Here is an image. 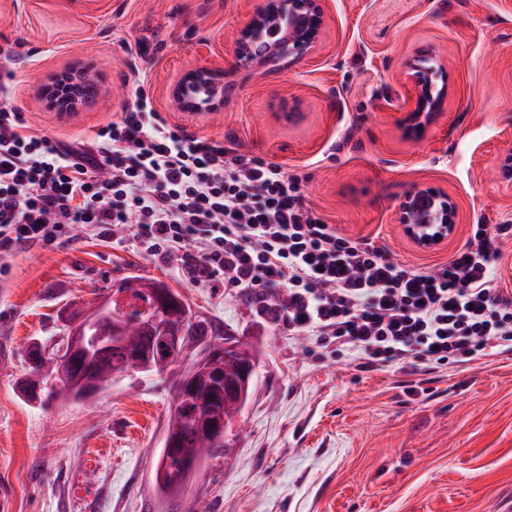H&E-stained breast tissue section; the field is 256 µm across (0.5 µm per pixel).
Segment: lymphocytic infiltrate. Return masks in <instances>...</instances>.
<instances>
[{"label": "lymphocytic infiltrate", "instance_id": "lymphocytic-infiltrate-1", "mask_svg": "<svg viewBox=\"0 0 512 512\" xmlns=\"http://www.w3.org/2000/svg\"><path fill=\"white\" fill-rule=\"evenodd\" d=\"M11 95L1 81L0 278L18 253L130 228L191 282L250 291L263 317L362 372L512 355V294L496 284L512 224L474 225L448 261L410 266L316 216L277 163L167 124L144 98L85 143L34 131Z\"/></svg>", "mask_w": 512, "mask_h": 512}]
</instances>
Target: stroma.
Here are the masks:
<instances>
[{
    "mask_svg": "<svg viewBox=\"0 0 512 512\" xmlns=\"http://www.w3.org/2000/svg\"><path fill=\"white\" fill-rule=\"evenodd\" d=\"M258 2L0 0V75L13 72L11 103L32 128L67 142L120 120L143 89L168 123L235 138L304 177L327 223L405 264L447 261L473 225L512 224V189L497 174L512 143V0H324L315 54L247 73L232 45ZM426 46L447 70L448 95L437 120L408 137L403 65ZM199 64L223 68L224 107L177 111L169 89ZM73 66L92 67L102 93L62 117L39 90ZM416 187L448 193L457 210L455 235L434 250L396 221ZM134 276L179 293L208 338L232 335L257 355L225 452L173 497L158 494L155 474L190 358L161 375L128 373L83 402L45 405L21 390L25 350ZM408 379L356 370L259 316L240 289L193 284L176 260L140 253L128 232L20 253L0 288V512H512V356L424 375L415 396Z\"/></svg>",
    "mask_w": 512,
    "mask_h": 512,
    "instance_id": "obj_1",
    "label": "stroma"
}]
</instances>
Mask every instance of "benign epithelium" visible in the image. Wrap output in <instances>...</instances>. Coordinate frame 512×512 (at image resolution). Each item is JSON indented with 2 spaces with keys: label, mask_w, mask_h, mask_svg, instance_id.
Listing matches in <instances>:
<instances>
[{
  "label": "benign epithelium",
  "mask_w": 512,
  "mask_h": 512,
  "mask_svg": "<svg viewBox=\"0 0 512 512\" xmlns=\"http://www.w3.org/2000/svg\"><path fill=\"white\" fill-rule=\"evenodd\" d=\"M326 17L322 0H260L247 23L237 31L233 54L236 66L248 72L271 69L284 61L297 63L316 49ZM68 93L52 96L54 83L43 86L42 97L57 112H78L83 108L84 86L92 79L87 69H71L63 73ZM403 80L415 94V107L399 119L401 128L411 134L420 133L440 114L446 86L436 87L437 79H446L443 64L428 47L408 59ZM224 70L206 64L187 69L170 90L175 105L183 112H215L224 107ZM499 178L512 188V144L507 145L499 160ZM397 223L417 247L433 250L454 236L457 212L448 194L432 188H415L397 207ZM110 315V307L93 304L82 317L63 333L71 350L87 353L86 331ZM222 376L217 354L201 353L183 374V387L191 394L197 391L196 374Z\"/></svg>",
  "instance_id": "benign-epithelium-1"
}]
</instances>
